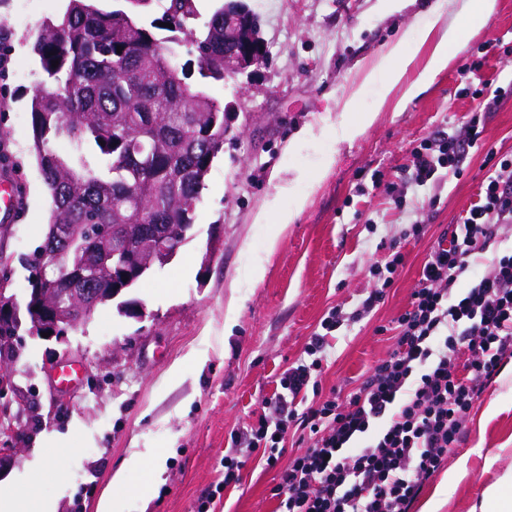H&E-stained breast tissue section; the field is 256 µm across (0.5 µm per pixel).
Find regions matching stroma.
Listing matches in <instances>:
<instances>
[{
    "label": "stroma",
    "mask_w": 512,
    "mask_h": 512,
    "mask_svg": "<svg viewBox=\"0 0 512 512\" xmlns=\"http://www.w3.org/2000/svg\"><path fill=\"white\" fill-rule=\"evenodd\" d=\"M260 20L268 46L265 62L224 80L198 74L194 46L174 48L176 67L190 83L228 107L233 118L224 149L214 159L187 242L155 269L129 299L142 307L131 318L116 307L44 340L21 328L8 360L16 391L0 398L1 415H21L20 451L0 474V493L36 486L25 512H96L110 490L122 512H197L215 494V512H275L274 470L251 455L237 486L217 491L233 431L255 423L281 373L304 358L320 321L336 306L353 311L376 287L374 265L400 251L403 264L379 306L327 337L322 365L313 374L323 391L349 392L395 343V318L411 293L431 247L461 224L477 201L488 149L512 153V93L484 118L478 146L469 148L459 175L408 190L395 205L385 186L402 184L411 152L425 138L467 124L478 102L480 79L512 84V0H498L487 23L462 32L452 59L431 86L403 111L381 112L351 142L336 140L322 117L342 118L341 104L357 92L354 112L377 104V85L366 69L390 47L412 51L427 27L433 0H401L389 11L382 0H245ZM67 0H0V48L10 58L0 74V176L14 177L20 204L0 248V266L16 298L29 273L18 258L33 252L51 216V197L34 155L31 99L43 76L32 43L44 21L62 15ZM293 184V194L277 189ZM306 204L293 224H258L257 211L272 197ZM424 226L421 237L413 223ZM277 238L276 251L268 241ZM265 266L253 282L256 266ZM204 367L184 362L189 351ZM82 367L81 381L61 388L63 361ZM183 361L181 376L168 371ZM148 448L164 464L161 484L147 469L112 485V473L130 449ZM465 463L468 475L447 482L449 468ZM61 467V477L50 470ZM512 468V367L505 368L476 402L463 441L446 468L430 479L413 512H471L485 488Z\"/></svg>",
    "instance_id": "1"
}]
</instances>
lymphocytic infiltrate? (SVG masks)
<instances>
[{"mask_svg":"<svg viewBox=\"0 0 512 512\" xmlns=\"http://www.w3.org/2000/svg\"><path fill=\"white\" fill-rule=\"evenodd\" d=\"M479 121L427 141L411 155L419 186L439 169L458 174L480 141ZM488 173L461 232L428 254L411 306L396 320L395 346L345 399L318 397L306 407L326 336L346 318L331 309L312 336L307 360L279 379L268 414L231 436L224 484H239L241 453H260L277 472L276 512H412L429 479L461 442L467 418L486 388L512 363V252L458 288L472 262L512 226V154L488 150ZM310 439L286 454L288 432Z\"/></svg>","mask_w":512,"mask_h":512,"instance_id":"f902f5d3","label":"lymphocytic infiltrate"}]
</instances>
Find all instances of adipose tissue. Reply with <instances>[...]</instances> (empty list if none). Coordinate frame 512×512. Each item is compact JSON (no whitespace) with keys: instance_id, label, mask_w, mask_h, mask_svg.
<instances>
[{"instance_id":"obj_1","label":"adipose tissue","mask_w":512,"mask_h":512,"mask_svg":"<svg viewBox=\"0 0 512 512\" xmlns=\"http://www.w3.org/2000/svg\"><path fill=\"white\" fill-rule=\"evenodd\" d=\"M496 7L497 0H461L460 4L454 6L449 5L448 0H435L429 15L430 26L437 29L438 35L429 47L425 65L418 77L410 83H403L402 76L413 58L401 54L396 47L390 48L370 69V76L380 77L383 85L380 106L390 107L396 112L425 91L450 61V49L457 42L461 29L482 26L494 14Z\"/></svg>"}]
</instances>
